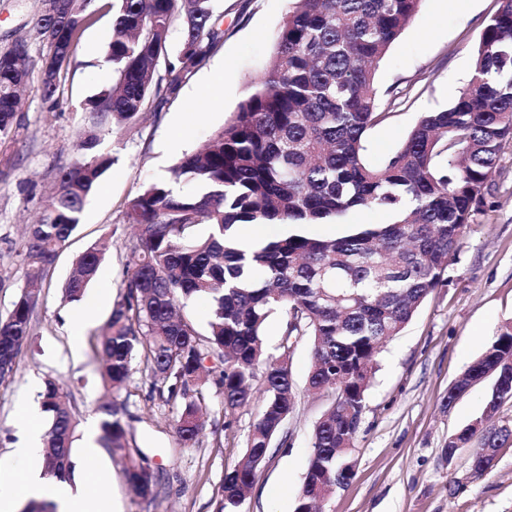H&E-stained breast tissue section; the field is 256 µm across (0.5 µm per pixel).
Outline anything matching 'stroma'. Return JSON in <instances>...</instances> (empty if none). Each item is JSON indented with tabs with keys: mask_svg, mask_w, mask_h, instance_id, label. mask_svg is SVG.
Here are the masks:
<instances>
[{
	"mask_svg": "<svg viewBox=\"0 0 512 512\" xmlns=\"http://www.w3.org/2000/svg\"><path fill=\"white\" fill-rule=\"evenodd\" d=\"M40 0H0V48L23 36ZM295 0H217L224 38L215 53L160 109L102 136L114 158L90 196L82 221L41 280L31 336L13 373L0 381V468L7 490L17 492L27 464L13 455L24 407H39L47 382L59 384L76 422L70 482H87L91 492L113 498L120 512H214L224 470L244 451L262 404L225 415L223 396L211 387L208 423L195 446L181 447L173 430L175 412L159 401L144 369L131 375L121 398L133 416L130 433L157 478V493L144 502L129 488L119 457L101 449L88 480L87 433L100 427L97 407L112 399L103 365L90 341L102 333L125 278L134 231L126 202L142 186L170 179L182 155L201 147L237 112L251 82L265 71L280 25ZM497 0H422L375 74L379 96L398 90L387 121L367 133V165L380 164L406 139L421 115L448 108L467 87L472 56ZM93 19L79 36L61 74L54 100H45L37 81L22 93L20 126L0 147V315L24 288L27 270L19 251L24 227L38 220L49 202L58 168L73 157L85 125L83 105L114 81L107 59L112 10L94 0ZM183 131L179 151L169 149ZM103 247L96 280L81 302L70 303L64 285L86 251ZM91 322L79 323L85 307ZM512 322V142L500 152L483 211L463 229L447 281L427 297L413 320L386 342L366 396V410L350 459L356 476L327 502L326 512H512V446L498 450L483 475L471 472V448L446 460L451 434L480 417L491 380L477 383L448 409L441 399L505 323ZM311 359L308 339L290 357L296 409L282 438L243 505L244 512H293L307 471L314 425L332 401L307 389Z\"/></svg>",
	"mask_w": 512,
	"mask_h": 512,
	"instance_id": "35a3bbf8",
	"label": "stroma"
}]
</instances>
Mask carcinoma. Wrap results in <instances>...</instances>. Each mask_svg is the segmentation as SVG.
Here are the masks:
<instances>
[{"instance_id":"1","label":"carcinoma","mask_w":512,"mask_h":512,"mask_svg":"<svg viewBox=\"0 0 512 512\" xmlns=\"http://www.w3.org/2000/svg\"><path fill=\"white\" fill-rule=\"evenodd\" d=\"M92 0H42L27 35L0 49V143L18 128L19 91L38 75L53 99L60 71L89 23ZM214 0H113L108 59L115 84L84 104L86 126L73 161L55 175L48 213L30 225L21 256L37 276L51 265L80 224L90 195L112 166L101 135L134 119L149 102L175 98L224 38ZM484 25L467 88L448 108L427 112L380 166L364 163L366 133L384 123L374 86L376 68L421 0H297L285 17L268 69L234 117L174 169V182L145 186L126 203L137 227L126 263V292L93 351L104 379L123 389L139 362L159 397L178 406L179 444L192 447L206 421V360L218 369L223 408L247 406L262 377L264 402L246 448L224 471L215 512H242L272 439L294 412L289 367L294 338L311 343L308 388L333 395L314 426L308 466L294 512H324L338 486L355 476L344 448L359 432L366 392L381 344L398 335L425 299L445 283L461 232L485 206L503 142L512 140V0ZM181 21L182 48L168 57L167 37ZM48 46L34 58L32 44ZM164 75L154 79L159 59ZM390 215L386 224L357 221L364 210ZM274 224L278 236L255 244L236 228ZM209 228L200 237L197 228ZM333 226L332 236L313 233ZM96 249L76 262L64 298L81 301L95 279ZM39 293L20 291L0 316V381L15 369L31 334ZM206 300L201 338L188 303ZM285 321L277 353L263 331L272 314ZM488 376L485 410L512 400V322L501 327L463 373ZM42 407L45 474L65 478L74 423L61 389L47 382ZM106 448L127 444L133 416L122 404L99 405ZM138 448L125 455V477L138 497L155 496L154 474Z\"/></svg>"}]
</instances>
